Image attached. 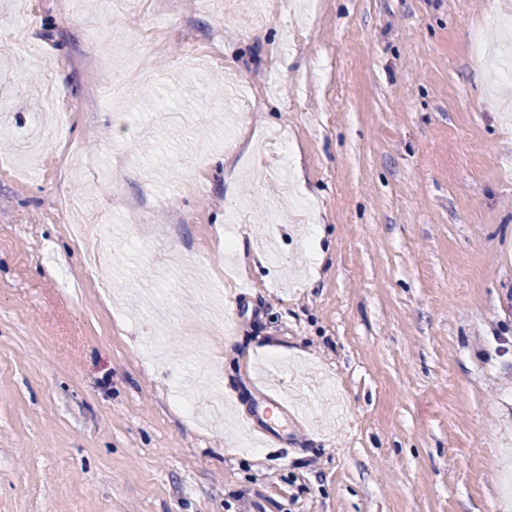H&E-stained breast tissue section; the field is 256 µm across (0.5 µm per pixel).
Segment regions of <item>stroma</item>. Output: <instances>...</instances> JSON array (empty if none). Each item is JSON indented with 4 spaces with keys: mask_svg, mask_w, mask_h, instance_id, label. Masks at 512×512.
<instances>
[{
    "mask_svg": "<svg viewBox=\"0 0 512 512\" xmlns=\"http://www.w3.org/2000/svg\"><path fill=\"white\" fill-rule=\"evenodd\" d=\"M56 2L0 0V512H512V0Z\"/></svg>",
    "mask_w": 512,
    "mask_h": 512,
    "instance_id": "1",
    "label": "stroma"
}]
</instances>
